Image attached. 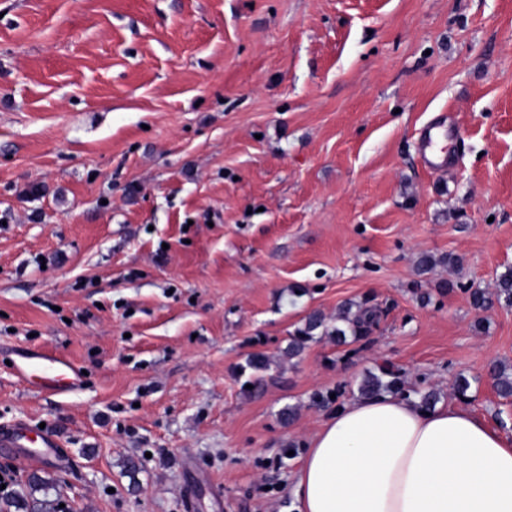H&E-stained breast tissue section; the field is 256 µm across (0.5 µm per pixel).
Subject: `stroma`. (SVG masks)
Listing matches in <instances>:
<instances>
[{
	"label": "stroma",
	"mask_w": 512,
	"mask_h": 512,
	"mask_svg": "<svg viewBox=\"0 0 512 512\" xmlns=\"http://www.w3.org/2000/svg\"><path fill=\"white\" fill-rule=\"evenodd\" d=\"M510 270L512 0H0V430L59 443L0 447V499L46 472L64 512H294L313 394L383 364L445 405L466 376L512 438V306L468 294ZM348 301L367 336L286 356ZM33 353L82 386L22 380ZM448 139L452 143L457 142L460 135L456 129L448 128L441 118L427 126L421 134L419 154L424 165L433 172L444 171L452 164V156L443 145Z\"/></svg>",
	"instance_id": "stroma-1"
}]
</instances>
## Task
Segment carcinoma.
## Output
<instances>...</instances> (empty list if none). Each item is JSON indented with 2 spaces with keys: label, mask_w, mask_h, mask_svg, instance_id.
<instances>
[{
  "label": "carcinoma",
  "mask_w": 512,
  "mask_h": 512,
  "mask_svg": "<svg viewBox=\"0 0 512 512\" xmlns=\"http://www.w3.org/2000/svg\"><path fill=\"white\" fill-rule=\"evenodd\" d=\"M471 304L477 310H484L493 301H504L512 305V271L499 278L494 293L476 288L470 292ZM377 322L376 310L360 303H348L339 309L336 322L328 324L320 312L306 316L301 326L289 336L286 354L293 357L301 353L310 342L324 336H333L336 344L343 345L351 340L356 342L368 335ZM491 376L499 396L512 397V370L500 364L493 367ZM361 394L374 397L383 393L399 394L402 391L400 376L384 366L378 372H368L359 387ZM56 485V479L50 475L31 474L22 484L21 490L11 498L0 501V512H39L48 501L41 500L36 494L47 492Z\"/></svg>",
  "instance_id": "cac0c4a2"
}]
</instances>
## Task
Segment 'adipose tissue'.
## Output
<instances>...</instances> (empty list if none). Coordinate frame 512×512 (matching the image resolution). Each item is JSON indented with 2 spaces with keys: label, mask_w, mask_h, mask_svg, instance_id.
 <instances>
[{
  "label": "adipose tissue",
  "mask_w": 512,
  "mask_h": 512,
  "mask_svg": "<svg viewBox=\"0 0 512 512\" xmlns=\"http://www.w3.org/2000/svg\"><path fill=\"white\" fill-rule=\"evenodd\" d=\"M297 512H512V439L461 405L346 403L300 458Z\"/></svg>",
  "instance_id": "adipose-tissue-1"
}]
</instances>
